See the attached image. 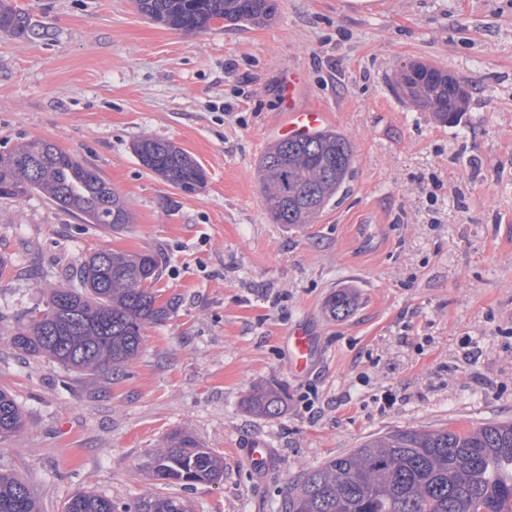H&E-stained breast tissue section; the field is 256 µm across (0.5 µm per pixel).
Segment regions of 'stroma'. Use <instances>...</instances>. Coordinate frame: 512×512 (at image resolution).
<instances>
[{"label":"stroma","instance_id":"1","mask_svg":"<svg viewBox=\"0 0 512 512\" xmlns=\"http://www.w3.org/2000/svg\"><path fill=\"white\" fill-rule=\"evenodd\" d=\"M40 33H0V154L53 141L94 168L134 216L115 233L40 193L0 198V391L26 418L0 439L40 512L80 491L129 502L162 486L141 468L176 429L224 457L194 512H279L289 480L405 429L512 421V0H276L263 25L183 33L135 0H10ZM431 63L469 90L453 123L395 89ZM302 74V106L354 152L311 224H278L258 162L278 141L280 80ZM206 174L186 193L145 169L142 136ZM114 249L154 253L169 318L144 330L117 376L69 371L10 343L49 289ZM340 288L349 316L324 312ZM315 338L303 374L286 336ZM287 394L275 418L244 409L255 388ZM272 450L265 474L244 450Z\"/></svg>","mask_w":512,"mask_h":512}]
</instances>
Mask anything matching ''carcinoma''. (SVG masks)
I'll return each mask as SVG.
<instances>
[{"mask_svg": "<svg viewBox=\"0 0 512 512\" xmlns=\"http://www.w3.org/2000/svg\"><path fill=\"white\" fill-rule=\"evenodd\" d=\"M150 20L185 32L205 31L217 21L264 23L273 0H136ZM0 31L17 37L36 34L28 17L0 0ZM399 89L443 123L457 121L467 101L460 83L431 65L401 70ZM140 163L181 189L205 182L201 166L173 143L143 137L133 144ZM354 160L341 133L319 130L304 138H284L261 158L258 172L267 207L278 224H309L343 186ZM38 192L57 207L90 224L117 231L133 215L99 173L46 140H31L0 154V197L22 199ZM79 288L51 289L39 316L11 336L14 348L44 355L87 375H114L142 350L143 331L168 318L169 304L155 289L160 265L150 253L101 250L81 261ZM356 306L347 289L332 293L325 312L343 318ZM286 397L278 389H258L243 400L255 415L275 418ZM25 416L0 391V438L25 430ZM142 469L157 485L218 483L224 457L191 434L174 431L166 447L148 452ZM0 512H38L26 482L0 472ZM64 512H192L183 497L146 492L120 503L79 492ZM280 512H512V422L471 431L413 429L368 440L293 477Z\"/></svg>", "mask_w": 512, "mask_h": 512, "instance_id": "cac0c4a2", "label": "carcinoma"}]
</instances>
